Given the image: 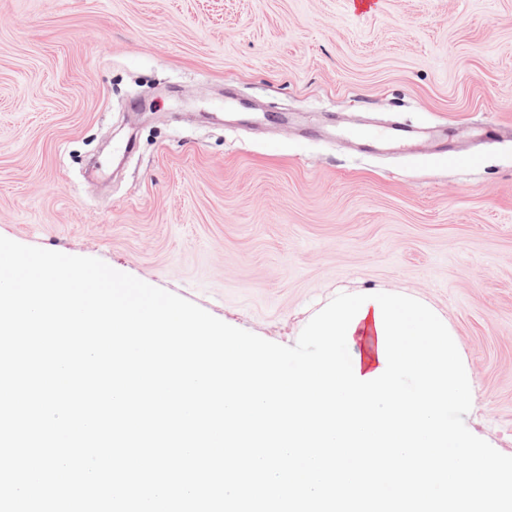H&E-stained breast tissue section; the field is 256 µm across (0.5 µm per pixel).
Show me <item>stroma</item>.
Instances as JSON below:
<instances>
[{"mask_svg": "<svg viewBox=\"0 0 512 512\" xmlns=\"http://www.w3.org/2000/svg\"><path fill=\"white\" fill-rule=\"evenodd\" d=\"M371 3L0 0V236L285 346L415 294L512 456V0ZM393 122L412 152L352 135Z\"/></svg>", "mask_w": 512, "mask_h": 512, "instance_id": "stroma-1", "label": "stroma"}]
</instances>
